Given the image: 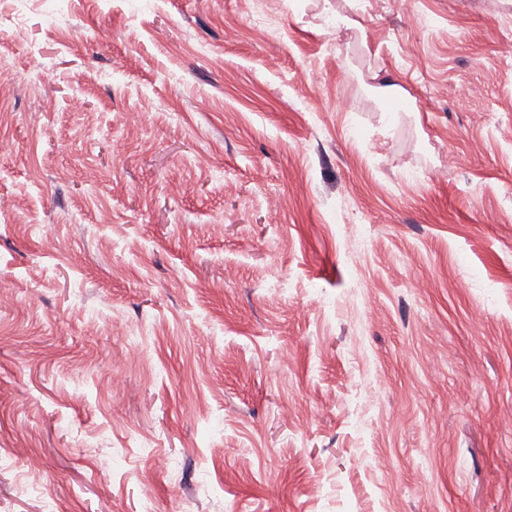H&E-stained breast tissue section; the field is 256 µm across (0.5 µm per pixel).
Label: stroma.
I'll use <instances>...</instances> for the list:
<instances>
[{"label":"stroma","instance_id":"1","mask_svg":"<svg viewBox=\"0 0 512 512\" xmlns=\"http://www.w3.org/2000/svg\"><path fill=\"white\" fill-rule=\"evenodd\" d=\"M413 6L0 0V512H512V0Z\"/></svg>","mask_w":512,"mask_h":512}]
</instances>
